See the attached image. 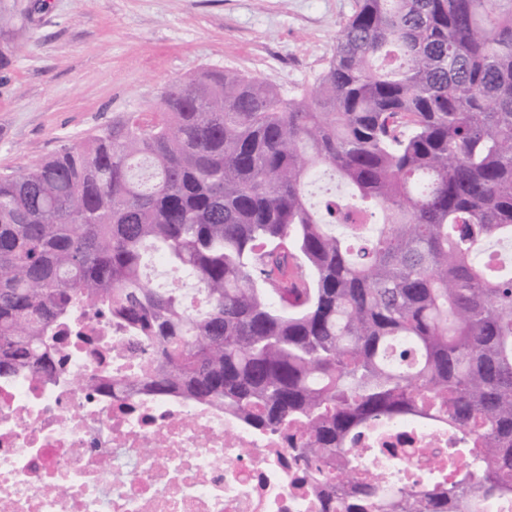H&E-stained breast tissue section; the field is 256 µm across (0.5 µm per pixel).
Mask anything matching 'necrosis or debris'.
<instances>
[{
    "mask_svg": "<svg viewBox=\"0 0 512 512\" xmlns=\"http://www.w3.org/2000/svg\"><path fill=\"white\" fill-rule=\"evenodd\" d=\"M52 380L0 377V512H324L335 480L288 468L279 436L255 433L224 407L87 386L133 379L150 360L138 337L88 310L63 332ZM378 495L422 491L447 474L448 425L401 419L364 430Z\"/></svg>",
    "mask_w": 512,
    "mask_h": 512,
    "instance_id": "necrosis-or-debris-1",
    "label": "necrosis or debris"
}]
</instances>
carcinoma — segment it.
<instances>
[{"label": "carcinoma", "mask_w": 512, "mask_h": 512, "mask_svg": "<svg viewBox=\"0 0 512 512\" xmlns=\"http://www.w3.org/2000/svg\"><path fill=\"white\" fill-rule=\"evenodd\" d=\"M160 103L0 175V375L53 377L93 307L145 341L140 385L288 430L310 479L441 418L466 459L392 508L512 498V273L475 261L512 239V0H357L312 87L207 68ZM159 256L199 297L146 281ZM357 482L335 512L385 509Z\"/></svg>", "instance_id": "carcinoma-1"}]
</instances>
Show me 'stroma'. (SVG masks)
Wrapping results in <instances>:
<instances>
[{"instance_id":"35a3bbf8","label":"stroma","mask_w":512,"mask_h":512,"mask_svg":"<svg viewBox=\"0 0 512 512\" xmlns=\"http://www.w3.org/2000/svg\"><path fill=\"white\" fill-rule=\"evenodd\" d=\"M356 0H0V174L48 159L203 68L313 85Z\"/></svg>"}]
</instances>
